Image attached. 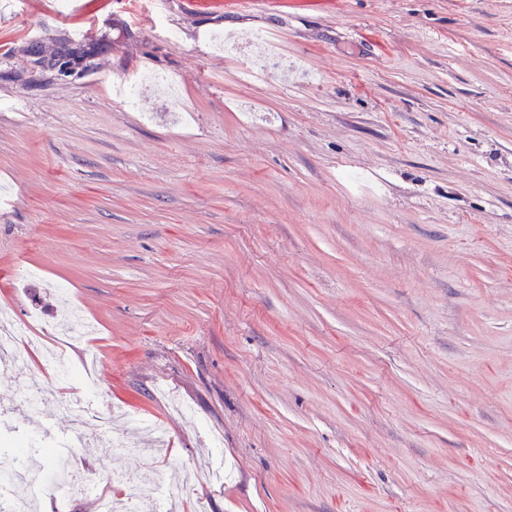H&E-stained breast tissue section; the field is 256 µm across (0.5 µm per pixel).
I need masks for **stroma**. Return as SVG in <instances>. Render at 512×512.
I'll return each mask as SVG.
<instances>
[{
  "instance_id": "35a3bbf8",
  "label": "stroma",
  "mask_w": 512,
  "mask_h": 512,
  "mask_svg": "<svg viewBox=\"0 0 512 512\" xmlns=\"http://www.w3.org/2000/svg\"><path fill=\"white\" fill-rule=\"evenodd\" d=\"M69 2L0 0V313L38 321L0 458L176 472L172 512H512V0ZM63 38L90 69L27 51Z\"/></svg>"
}]
</instances>
